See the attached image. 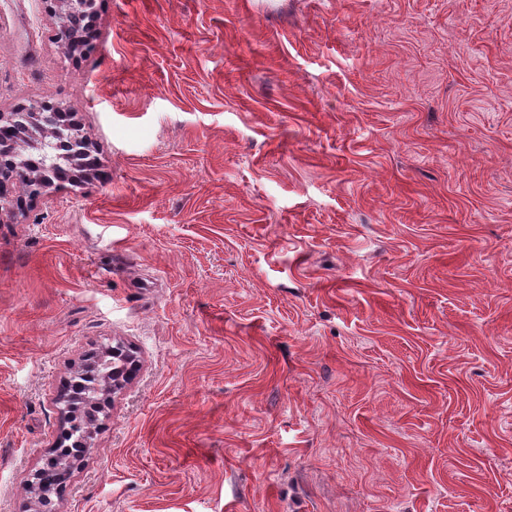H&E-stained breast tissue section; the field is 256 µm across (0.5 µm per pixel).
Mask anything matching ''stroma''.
<instances>
[{
  "label": "stroma",
  "instance_id": "1",
  "mask_svg": "<svg viewBox=\"0 0 512 512\" xmlns=\"http://www.w3.org/2000/svg\"><path fill=\"white\" fill-rule=\"evenodd\" d=\"M0 0V110L100 175L0 222V512L72 361L141 367L60 512H512V0ZM51 4V13L54 18L53 37L67 56H73L75 53L87 56L90 54L89 47H92V55L97 51V45L94 40L86 44L82 38L73 34L69 27V15L77 9L95 10L93 18L97 14V0H49Z\"/></svg>",
  "mask_w": 512,
  "mask_h": 512
}]
</instances>
